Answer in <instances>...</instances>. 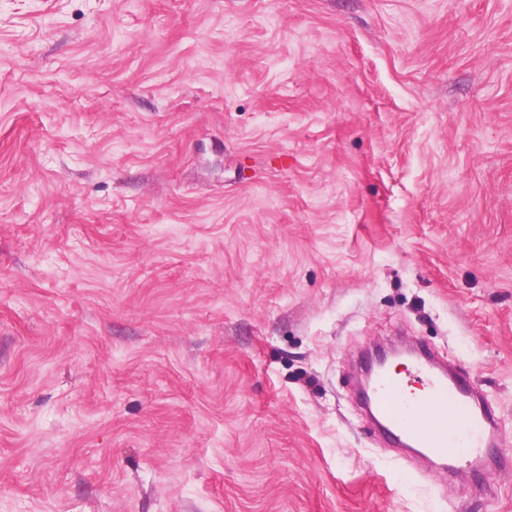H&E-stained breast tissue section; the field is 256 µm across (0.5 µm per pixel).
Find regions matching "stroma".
<instances>
[{
    "mask_svg": "<svg viewBox=\"0 0 512 512\" xmlns=\"http://www.w3.org/2000/svg\"><path fill=\"white\" fill-rule=\"evenodd\" d=\"M409 339L512 457V0H0V512H512ZM393 375L400 371L389 369ZM405 377L375 373L370 403L379 431L390 443L414 449L448 473L501 469V460L490 454L498 437L494 417L470 384L439 369L430 360L418 359ZM413 383L426 386L427 396L408 390ZM435 412H430L431 404ZM453 415L451 424L442 415Z\"/></svg>",
    "mask_w": 512,
    "mask_h": 512,
    "instance_id": "35a3bbf8",
    "label": "stroma"
}]
</instances>
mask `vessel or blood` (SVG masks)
<instances>
[{
    "instance_id": "1",
    "label": "vessel or blood",
    "mask_w": 512,
    "mask_h": 512,
    "mask_svg": "<svg viewBox=\"0 0 512 512\" xmlns=\"http://www.w3.org/2000/svg\"><path fill=\"white\" fill-rule=\"evenodd\" d=\"M416 383L428 395L413 393ZM370 403L388 442L414 449L439 468L465 474L500 466L490 453L498 437L491 411L470 384L430 360H416L402 377L376 372Z\"/></svg>"
}]
</instances>
